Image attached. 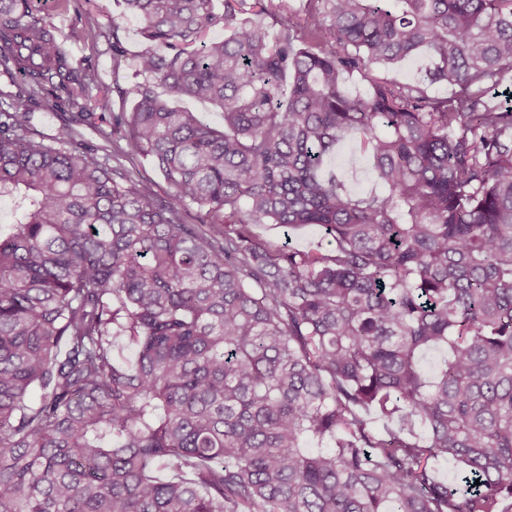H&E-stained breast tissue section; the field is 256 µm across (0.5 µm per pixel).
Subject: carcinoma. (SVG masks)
I'll use <instances>...</instances> for the list:
<instances>
[{"label": "carcinoma", "instance_id": "1", "mask_svg": "<svg viewBox=\"0 0 512 512\" xmlns=\"http://www.w3.org/2000/svg\"><path fill=\"white\" fill-rule=\"evenodd\" d=\"M32 2L0 0V512H512V0H122L112 127L163 197L30 128L47 85L111 110ZM350 135L369 190L325 168ZM122 162L133 180H153L156 182L155 190L160 195H166L171 192L169 185L164 181L163 177L149 160L140 158L134 165L124 160ZM264 236L269 239L274 245H281L284 242L292 244L293 246L308 250L314 249L321 243H326L324 231L315 227H302L292 230L282 226L268 224L261 229ZM288 234V235H287Z\"/></svg>", "mask_w": 512, "mask_h": 512}]
</instances>
